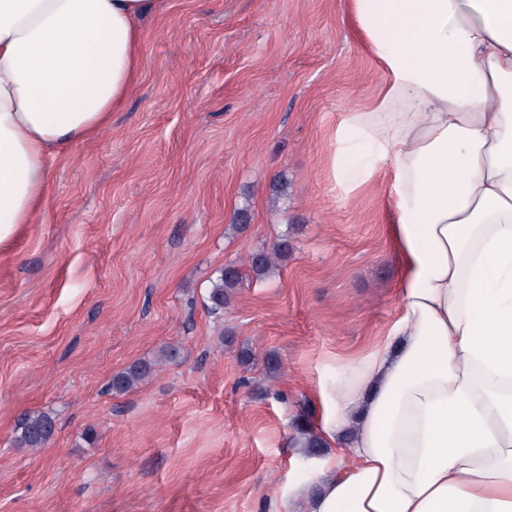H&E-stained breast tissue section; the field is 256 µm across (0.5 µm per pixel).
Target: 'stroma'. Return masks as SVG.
I'll use <instances>...</instances> for the list:
<instances>
[{
    "label": "stroma",
    "mask_w": 512,
    "mask_h": 512,
    "mask_svg": "<svg viewBox=\"0 0 512 512\" xmlns=\"http://www.w3.org/2000/svg\"><path fill=\"white\" fill-rule=\"evenodd\" d=\"M142 29L124 108L53 160L0 253V512H267L317 475L294 422L320 426L337 361L398 310L386 190L346 196L332 173L339 123L380 83L342 0H161ZM285 233L279 276L245 273L211 315L219 269ZM137 360L153 376L108 392ZM34 410L56 420L38 450L15 442Z\"/></svg>",
    "instance_id": "obj_1"
}]
</instances>
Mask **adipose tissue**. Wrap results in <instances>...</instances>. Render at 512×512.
I'll use <instances>...</instances> for the list:
<instances>
[{"instance_id": "obj_1", "label": "adipose tissue", "mask_w": 512, "mask_h": 512, "mask_svg": "<svg viewBox=\"0 0 512 512\" xmlns=\"http://www.w3.org/2000/svg\"><path fill=\"white\" fill-rule=\"evenodd\" d=\"M157 0H0V251L51 159L96 140L142 73ZM381 83L335 180L387 188L399 307L344 361L317 476L268 512H512V0H348Z\"/></svg>"}]
</instances>
